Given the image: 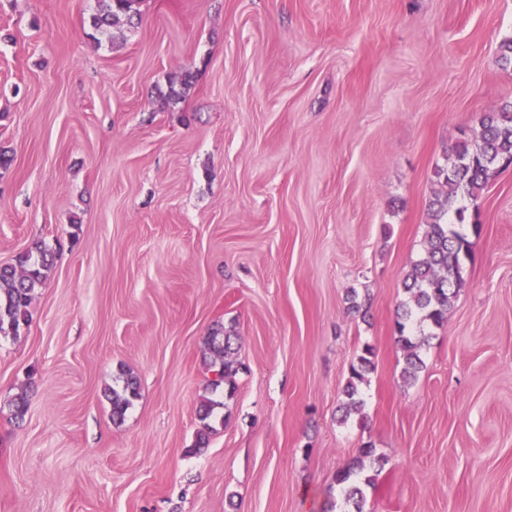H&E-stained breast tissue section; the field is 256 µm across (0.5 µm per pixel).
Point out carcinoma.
Segmentation results:
<instances>
[{
  "instance_id": "obj_1",
  "label": "carcinoma",
  "mask_w": 512,
  "mask_h": 512,
  "mask_svg": "<svg viewBox=\"0 0 512 512\" xmlns=\"http://www.w3.org/2000/svg\"><path fill=\"white\" fill-rule=\"evenodd\" d=\"M96 7L90 16L94 33L108 38L112 29L132 23L138 16L136 5L140 0H95ZM192 76L181 73L169 81L165 97L170 101L182 99L191 86ZM512 162V103H505L497 112H490L481 120L480 130L474 140L456 144L448 168L443 172L447 190L438 192L429 201V224L421 256L406 273L404 288L409 294L397 310L398 342L405 353L403 379H416L423 367L421 349L427 342L426 335L408 332L413 325L430 324L440 327L447 320L452 299L465 286L462 276L463 262L470 252V242L456 225L466 220L465 200H475L489 180L501 168ZM54 254L44 244H37L21 253L12 265L0 266V333L5 329L17 331L29 323V306L36 289L42 287L53 267ZM240 346L238 336L224 332V336H211L207 340L208 368L214 375L212 390L221 385L233 392L234 377L240 369L237 359ZM373 349L366 345L357 361L350 366V376L343 393L348 402L343 404L342 419L358 410L361 401L355 399L358 385L365 381L370 370ZM137 377L127 373L119 389H112V420L122 421L125 413L138 396ZM220 403L204 398L198 415L202 427L197 434L198 445L207 442L212 431L209 419ZM376 461L374 449L365 447L334 478L338 497H329L323 512H364L365 496L360 474L366 464Z\"/></svg>"
}]
</instances>
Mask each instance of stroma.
<instances>
[{
  "instance_id": "1",
  "label": "stroma",
  "mask_w": 512,
  "mask_h": 512,
  "mask_svg": "<svg viewBox=\"0 0 512 512\" xmlns=\"http://www.w3.org/2000/svg\"><path fill=\"white\" fill-rule=\"evenodd\" d=\"M94 7L0 0V264L55 253L0 334V512H319L366 444L365 512H512V166L467 204L415 382L395 330L437 168L512 102V0H141L100 41ZM224 326L229 399L204 363ZM238 336L231 331H224V336H210L207 340L208 368L214 375L210 381L212 391H216L221 385L228 386V394L231 396L234 389V380L240 369L237 359L240 349ZM373 355V349L366 345L362 348V353L357 356L356 363L351 364L349 380L343 393L349 400L343 403L342 418L350 416L352 411H358L361 405L360 400H356L355 396L358 394V385L365 381V375L370 370L372 362L370 357ZM123 384L119 389H112L111 392V405H112V420L121 422L124 419L125 413L132 403V400L138 396L139 383L136 376L131 373L124 374ZM218 406H222L221 402H217L212 398L205 397L199 405L198 415L200 421L203 423L201 429L197 434V443L198 447L204 445L207 440L210 432L212 431V426L207 422L214 414V411Z\"/></svg>"
}]
</instances>
